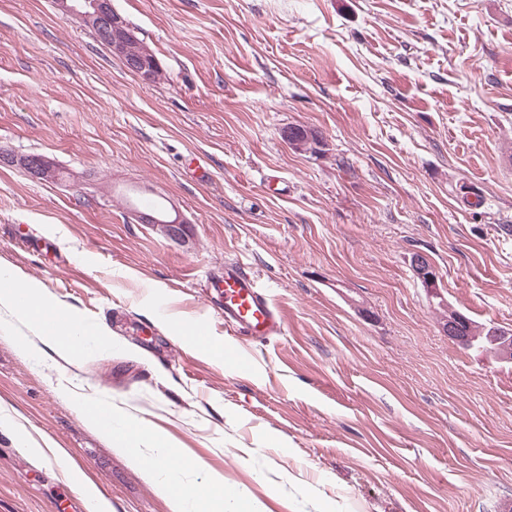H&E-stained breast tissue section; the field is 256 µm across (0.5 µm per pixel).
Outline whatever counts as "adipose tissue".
Wrapping results in <instances>:
<instances>
[{
    "label": "adipose tissue",
    "mask_w": 512,
    "mask_h": 512,
    "mask_svg": "<svg viewBox=\"0 0 512 512\" xmlns=\"http://www.w3.org/2000/svg\"><path fill=\"white\" fill-rule=\"evenodd\" d=\"M58 307L40 283L0 263V333L11 334L18 322L70 359H79L87 354L89 342L99 340L107 330L73 311L65 325L48 322L46 312ZM75 403L90 427L108 437L131 464L158 484L170 499L172 512H266L265 504L247 488L227 482L222 475H213L195 488L184 484L179 469L169 465L175 441L151 422L95 397L79 395Z\"/></svg>",
    "instance_id": "obj_1"
}]
</instances>
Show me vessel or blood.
Here are the masks:
<instances>
[{"label":"vessel or blood","instance_id":"b4317fda","mask_svg":"<svg viewBox=\"0 0 512 512\" xmlns=\"http://www.w3.org/2000/svg\"><path fill=\"white\" fill-rule=\"evenodd\" d=\"M218 286L224 306V323L235 334L267 340L281 333L283 317L254 274L228 263Z\"/></svg>","mask_w":512,"mask_h":512}]
</instances>
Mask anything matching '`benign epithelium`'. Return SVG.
I'll return each mask as SVG.
<instances>
[{
  "label": "benign epithelium",
  "mask_w": 512,
  "mask_h": 512,
  "mask_svg": "<svg viewBox=\"0 0 512 512\" xmlns=\"http://www.w3.org/2000/svg\"><path fill=\"white\" fill-rule=\"evenodd\" d=\"M55 6L65 15L74 16L84 24H94L100 28L101 38L107 47L112 49V55L120 58L127 69L142 80L152 81L154 72L160 68V62L150 49L140 42L136 29L112 8V0H83L81 4L75 3V0H55ZM0 162L21 167L31 179L36 181L57 182L61 179L57 163L42 154L24 155L18 158L0 151ZM133 215L141 224H154L162 228L171 239H181L186 235L187 221L176 210L173 212L135 210ZM411 267L429 294L437 299H444L437 272L426 255L413 254ZM442 332L450 341L465 350L472 347L474 342L472 334L485 333L492 343V348L485 350V353L501 362L512 363L511 329L490 325L481 326L475 332L470 320L458 314L442 326Z\"/></svg>",
  "instance_id": "7a95c632"
}]
</instances>
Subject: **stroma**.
Instances as JSON below:
<instances>
[{
    "label": "stroma",
    "mask_w": 512,
    "mask_h": 512,
    "mask_svg": "<svg viewBox=\"0 0 512 512\" xmlns=\"http://www.w3.org/2000/svg\"><path fill=\"white\" fill-rule=\"evenodd\" d=\"M112 5L159 80L53 0H0V149L71 174L0 165V261L111 331L79 362L0 334L16 422L0 426V512H89L19 427L65 448L112 512H171L87 428L72 383L172 435L187 485L217 472L268 512L512 508V363L448 340L410 266L424 252L448 304L512 329V0ZM293 125L318 151L288 144ZM159 200L185 238L130 213ZM228 262L259 276L280 336L227 331L214 282ZM0 158L3 164L18 165L33 180L58 182L61 179L60 168L57 163L45 155H24L18 158L15 155L0 151Z\"/></svg>",
    "instance_id": "obj_1"
}]
</instances>
